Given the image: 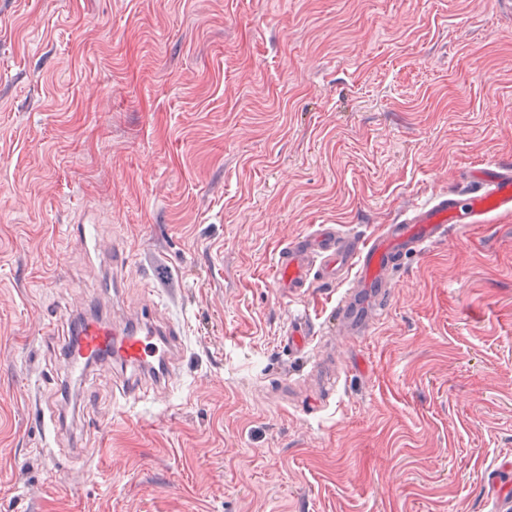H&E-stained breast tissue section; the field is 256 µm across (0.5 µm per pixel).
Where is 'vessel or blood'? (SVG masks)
I'll return each mask as SVG.
<instances>
[{"instance_id": "vessel-or-blood-1", "label": "vessel or blood", "mask_w": 512, "mask_h": 512, "mask_svg": "<svg viewBox=\"0 0 512 512\" xmlns=\"http://www.w3.org/2000/svg\"><path fill=\"white\" fill-rule=\"evenodd\" d=\"M470 191H445L422 206L409 209L367 237L343 231L337 224H319L277 252L274 277L279 288L296 297L314 285L344 286L336 303L338 341L353 344L368 336L386 315L393 294V275L400 262L423 254L445 238L449 229L482 223L490 213L512 214V164L488 163L471 174ZM78 344L63 358L67 381L84 380L90 364L111 362L132 375L118 386L122 399L137 403L176 378L181 351L178 324L155 318L149 304L126 311L113 321L96 309H84L74 320ZM288 351L321 348L311 375L328 382L336 364V343L314 330L307 319L290 320L283 335Z\"/></svg>"}]
</instances>
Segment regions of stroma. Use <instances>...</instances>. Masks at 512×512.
<instances>
[{"label": "stroma", "mask_w": 512, "mask_h": 512, "mask_svg": "<svg viewBox=\"0 0 512 512\" xmlns=\"http://www.w3.org/2000/svg\"><path fill=\"white\" fill-rule=\"evenodd\" d=\"M494 159L500 0H0V512H512V216L399 267L322 410L272 398L302 368L290 317L331 327L341 293L282 294L278 249L369 235ZM98 243L184 354L138 405L94 367V407L53 425L45 327L102 297Z\"/></svg>", "instance_id": "1"}]
</instances>
